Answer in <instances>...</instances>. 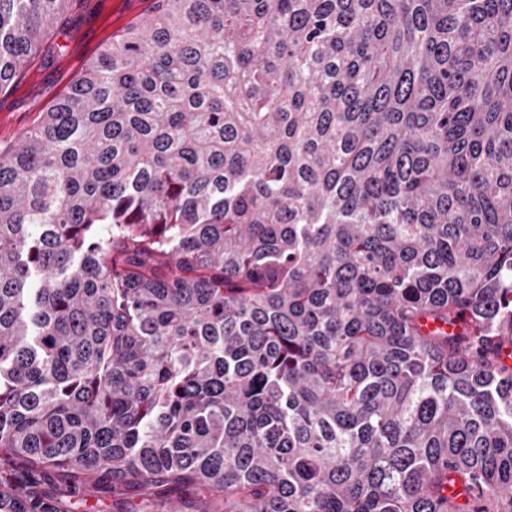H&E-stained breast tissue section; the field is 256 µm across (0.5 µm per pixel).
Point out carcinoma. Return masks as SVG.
Returning a JSON list of instances; mask_svg holds the SVG:
<instances>
[{"mask_svg": "<svg viewBox=\"0 0 512 512\" xmlns=\"http://www.w3.org/2000/svg\"><path fill=\"white\" fill-rule=\"evenodd\" d=\"M61 491L512 512V0H154L0 148V512Z\"/></svg>", "mask_w": 512, "mask_h": 512, "instance_id": "1", "label": "carcinoma"}]
</instances>
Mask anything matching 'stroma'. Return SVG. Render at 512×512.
Returning a JSON list of instances; mask_svg holds the SVG:
<instances>
[{
    "label": "stroma",
    "mask_w": 512,
    "mask_h": 512,
    "mask_svg": "<svg viewBox=\"0 0 512 512\" xmlns=\"http://www.w3.org/2000/svg\"><path fill=\"white\" fill-rule=\"evenodd\" d=\"M152 4L153 0H79L53 33L59 46L53 60L34 58L19 76L17 88L0 94V147L12 145L35 125L101 48Z\"/></svg>",
    "instance_id": "obj_1"
}]
</instances>
